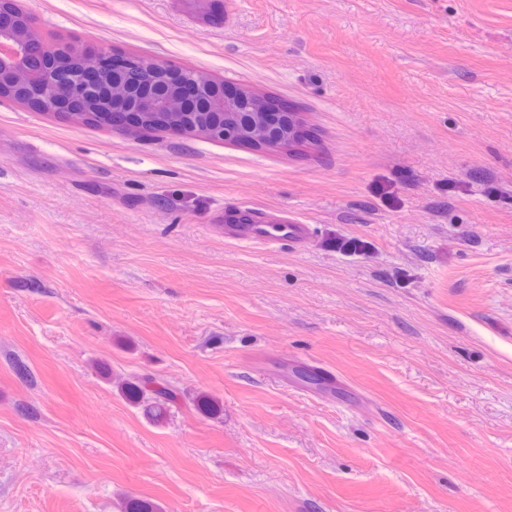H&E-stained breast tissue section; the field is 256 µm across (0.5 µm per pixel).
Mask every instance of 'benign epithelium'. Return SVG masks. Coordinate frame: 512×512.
Here are the masks:
<instances>
[{
  "label": "benign epithelium",
  "instance_id": "obj_1",
  "mask_svg": "<svg viewBox=\"0 0 512 512\" xmlns=\"http://www.w3.org/2000/svg\"><path fill=\"white\" fill-rule=\"evenodd\" d=\"M35 18L16 0H0V96L43 112L56 113L69 102L81 110L70 113L113 126V106H126L137 117L134 129L155 128L165 119L169 129L226 142H247L258 149L285 148L300 140L298 113L275 115L268 100L246 89L224 92L222 80L166 62L127 57L120 69L106 68L112 100L100 90L91 68L101 58L73 50H58L35 35Z\"/></svg>",
  "mask_w": 512,
  "mask_h": 512
}]
</instances>
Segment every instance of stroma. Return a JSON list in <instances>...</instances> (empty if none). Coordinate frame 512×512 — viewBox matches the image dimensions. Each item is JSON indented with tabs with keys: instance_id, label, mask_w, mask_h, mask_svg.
<instances>
[{
	"instance_id": "1",
	"label": "stroma",
	"mask_w": 512,
	"mask_h": 512,
	"mask_svg": "<svg viewBox=\"0 0 512 512\" xmlns=\"http://www.w3.org/2000/svg\"><path fill=\"white\" fill-rule=\"evenodd\" d=\"M19 5L55 46L193 68L309 136L0 98V512H512V0ZM228 211L310 244L225 240ZM147 374L178 392L158 422L114 384Z\"/></svg>"
}]
</instances>
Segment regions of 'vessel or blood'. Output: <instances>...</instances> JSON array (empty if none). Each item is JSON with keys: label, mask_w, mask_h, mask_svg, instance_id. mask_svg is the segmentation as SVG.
<instances>
[{"label": "vessel or blood", "mask_w": 512, "mask_h": 512, "mask_svg": "<svg viewBox=\"0 0 512 512\" xmlns=\"http://www.w3.org/2000/svg\"><path fill=\"white\" fill-rule=\"evenodd\" d=\"M224 237L246 245L281 246L305 249L310 242V227L291 220L256 217L251 222L239 224L226 221Z\"/></svg>", "instance_id": "1"}]
</instances>
